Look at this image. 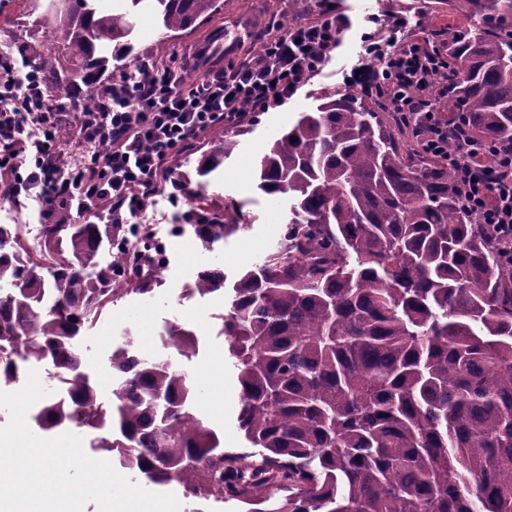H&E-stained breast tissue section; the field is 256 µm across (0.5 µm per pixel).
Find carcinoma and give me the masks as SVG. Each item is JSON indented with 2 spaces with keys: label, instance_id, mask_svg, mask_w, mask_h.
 <instances>
[{
  "label": "carcinoma",
  "instance_id": "obj_1",
  "mask_svg": "<svg viewBox=\"0 0 512 512\" xmlns=\"http://www.w3.org/2000/svg\"><path fill=\"white\" fill-rule=\"evenodd\" d=\"M38 23L62 51L34 60L48 78L70 69L87 84L133 52L142 7L170 38L214 17L216 0H33ZM448 26V151L423 147L424 116L391 112L359 88L321 98L272 140L257 189L290 202L275 251L242 271L223 332L238 371V425L255 452L224 451L192 407L191 378L164 359L112 352V399L83 370L78 337L118 292L97 270L116 224L44 225L49 275L16 233L0 228V384L25 363L49 361L62 393L42 400L35 425L110 428L94 448L153 484L194 497L215 492L250 512H512V240L465 203L458 139L512 151V0H444ZM112 44L104 55L102 42ZM237 142L218 139L204 177ZM205 245L235 231V210L199 207ZM224 271L204 268L197 292L220 291ZM182 355L196 334L172 326Z\"/></svg>",
  "mask_w": 512,
  "mask_h": 512
}]
</instances>
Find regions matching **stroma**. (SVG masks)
<instances>
[{"instance_id":"obj_1","label":"stroma","mask_w":512,"mask_h":512,"mask_svg":"<svg viewBox=\"0 0 512 512\" xmlns=\"http://www.w3.org/2000/svg\"><path fill=\"white\" fill-rule=\"evenodd\" d=\"M219 4L212 20L172 40L176 56L188 57L205 48L214 65L226 67L242 63L259 46L263 35L285 26L339 13L346 17L348 26L330 59L283 105L252 114L243 126L227 129V136L236 140L237 146L210 177L208 199L215 212L236 208L244 230L225 235L207 248L193 236L176 241L169 252L167 276L153 280L149 294L131 293L114 299L99 321L84 329L79 346L106 400L112 379L101 373L99 366L110 354V333L131 330L136 350L170 359L193 378L196 409L223 437L226 451L241 453L247 450L248 442L237 421L238 372L220 319L229 309L228 302L211 296L187 299L181 288L205 266L220 267L228 280H235L241 270L260 262L276 247L288 220V202L257 190L255 161L269 140L293 125L300 113L315 107L325 94L343 90L351 69L362 61L363 35H381L383 20L392 17L405 19L415 29L426 25L437 29L447 25L448 14L432 13L433 0H219ZM9 14L10 21L0 23L1 51L31 57L47 45L44 29L35 25L21 6L11 7ZM215 138V131H208L180 151L179 165L170 172V184L161 187L151 207L161 217V236H168L174 224L192 228L197 167L211 151ZM172 323L196 332L200 342L194 354L182 356L169 347L166 328Z\"/></svg>"}]
</instances>
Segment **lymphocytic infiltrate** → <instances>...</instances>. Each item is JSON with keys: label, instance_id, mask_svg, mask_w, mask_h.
I'll use <instances>...</instances> for the list:
<instances>
[{"label": "lymphocytic infiltrate", "instance_id": "f902f5d3", "mask_svg": "<svg viewBox=\"0 0 512 512\" xmlns=\"http://www.w3.org/2000/svg\"><path fill=\"white\" fill-rule=\"evenodd\" d=\"M344 16L319 17L287 31L266 34L260 63L207 69L189 82L184 64L162 66L139 58L99 87L97 111L76 110L43 94L30 59L0 55V199L31 200L44 215L64 209L102 224L151 205L169 163L192 140L217 124L236 125L247 113L280 106L319 70L339 46ZM366 61L349 85L381 98L395 112L429 115L425 147L441 151L448 125L432 112L435 91L445 90L446 61L425 29L403 20L385 36L365 41ZM461 143L457 162L470 209L482 223L512 236V153L497 155Z\"/></svg>", "mask_w": 512, "mask_h": 512}]
</instances>
